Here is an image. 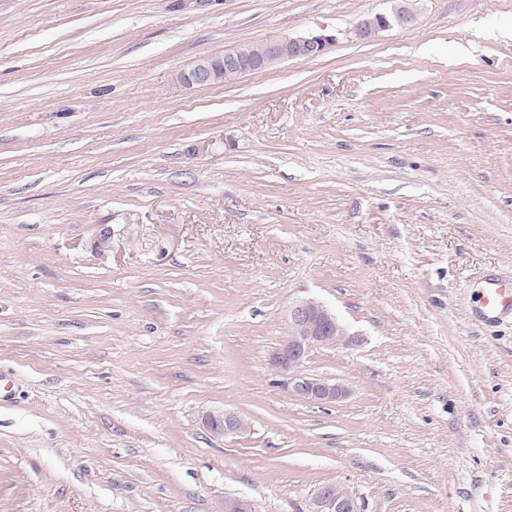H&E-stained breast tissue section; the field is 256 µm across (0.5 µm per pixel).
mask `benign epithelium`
<instances>
[{"label":"benign epithelium","instance_id":"7a95c632","mask_svg":"<svg viewBox=\"0 0 512 512\" xmlns=\"http://www.w3.org/2000/svg\"><path fill=\"white\" fill-rule=\"evenodd\" d=\"M414 17L408 0H402L390 10L360 22L354 30V36L361 41H369L383 31L411 24ZM335 42L336 35L326 32L296 37H271L262 40V49L253 55H242L235 50L219 57L200 58L180 70L176 81L185 88H204L222 82L226 71L242 76L273 69L295 58L320 56ZM289 327L290 336L272 354L271 364L288 373V387L293 395L319 404L336 403L344 399L347 389L342 384L295 372L312 347L330 340L345 339L336 313L318 300L301 299L289 309ZM206 424L213 432L224 435L242 433L248 427L243 418L231 413L211 414ZM309 512H362V507L343 485L328 482L312 499Z\"/></svg>","mask_w":512,"mask_h":512}]
</instances>
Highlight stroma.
Segmentation results:
<instances>
[{
  "label": "stroma",
  "instance_id": "stroma-1",
  "mask_svg": "<svg viewBox=\"0 0 512 512\" xmlns=\"http://www.w3.org/2000/svg\"><path fill=\"white\" fill-rule=\"evenodd\" d=\"M0 0V512H512V0ZM337 40L207 88L277 35ZM111 234L102 246V230ZM352 343L271 356L292 302ZM245 432L213 434L207 414ZM394 5L389 11L373 15L366 21H361L354 30V36L361 41H369L376 38L381 32L394 27H404L411 24L415 14L408 0ZM336 42V35L326 32L308 33L301 36L271 37L261 41L262 49L257 53L259 43L241 47L238 51L224 52L216 57H203L191 66L181 69L176 75L177 83L185 88H204L216 83L234 80L236 75L224 71L246 75L257 71L269 70L295 58H313L320 56ZM253 54V55H251ZM480 297L483 310L488 317H493L506 309L512 310V282H487ZM288 315L290 336L272 354V366L288 372V387L300 399L319 404L344 399L347 389L339 382L295 372L315 345L328 340L344 341L345 333L336 313L324 303L308 298L294 302ZM206 424L213 432L224 436L242 433L248 427L243 418L231 413L211 414L207 417ZM358 499L343 485L328 482L317 492L309 512H361Z\"/></svg>",
  "mask_w": 512,
  "mask_h": 512
}]
</instances>
